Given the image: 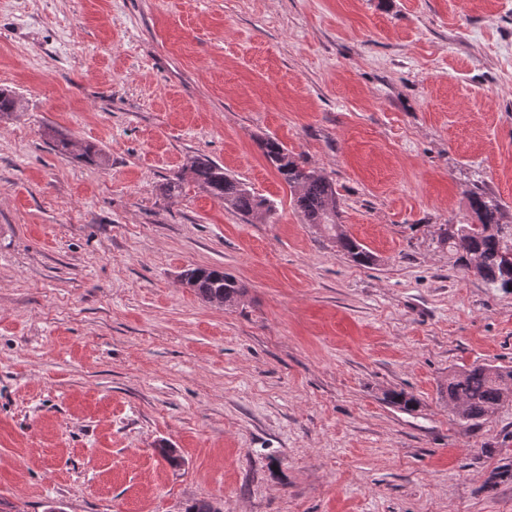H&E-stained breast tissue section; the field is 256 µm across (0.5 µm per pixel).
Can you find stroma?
<instances>
[{
    "instance_id": "stroma-1",
    "label": "stroma",
    "mask_w": 512,
    "mask_h": 512,
    "mask_svg": "<svg viewBox=\"0 0 512 512\" xmlns=\"http://www.w3.org/2000/svg\"><path fill=\"white\" fill-rule=\"evenodd\" d=\"M1 87L0 512H512V405L469 427L439 395L512 369V291L436 242L471 192L512 216V0H0ZM266 137L375 265L305 222ZM198 157L275 214L183 181ZM192 266L245 294L202 302Z\"/></svg>"
}]
</instances>
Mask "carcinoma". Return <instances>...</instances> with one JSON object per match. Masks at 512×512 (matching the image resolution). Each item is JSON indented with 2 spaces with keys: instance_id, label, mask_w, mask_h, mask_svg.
Segmentation results:
<instances>
[{
  "instance_id": "carcinoma-1",
  "label": "carcinoma",
  "mask_w": 512,
  "mask_h": 512,
  "mask_svg": "<svg viewBox=\"0 0 512 512\" xmlns=\"http://www.w3.org/2000/svg\"><path fill=\"white\" fill-rule=\"evenodd\" d=\"M22 99L15 92L0 89V112H19ZM266 159L276 168L288 186L297 192L296 204L308 223L328 233L341 253L364 267L375 263L374 254L345 233L338 224L336 191L332 183L315 169L305 167L288 148L275 138L260 142ZM192 181L224 206L243 217L270 213L274 206L255 195L243 183L224 172V167L207 158H197L188 168ZM471 209L478 216L476 224H446L440 228L437 243L448 247L454 264L464 267V256L478 260L475 274L492 288L512 289V224L503 222V205L494 197L473 192ZM181 281L194 289L206 303L231 306L243 296L244 288L231 274L219 268L194 267L180 273ZM441 397L457 408V418L471 426L512 403V370L481 363L448 373Z\"/></svg>"
}]
</instances>
